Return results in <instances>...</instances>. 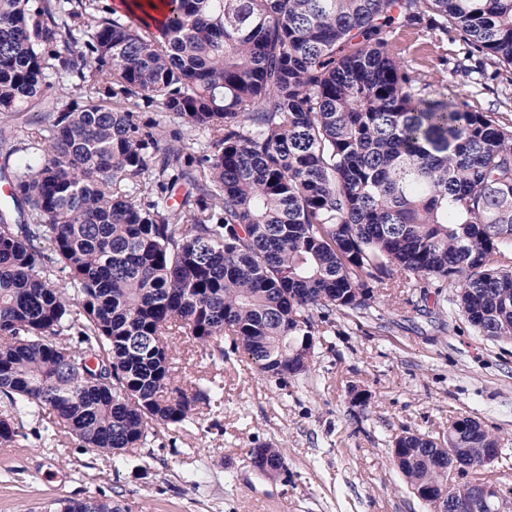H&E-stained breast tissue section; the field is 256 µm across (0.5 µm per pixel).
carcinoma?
Returning a JSON list of instances; mask_svg holds the SVG:
<instances>
[{
  "mask_svg": "<svg viewBox=\"0 0 512 512\" xmlns=\"http://www.w3.org/2000/svg\"><path fill=\"white\" fill-rule=\"evenodd\" d=\"M93 8L0 0V116L51 97L54 75L81 91L0 165L1 448L27 419L43 447L114 457L184 432L224 387L175 384L170 337L230 336L258 371L305 376L313 311L366 305L370 281L450 286L479 334L512 342V129L387 53L427 21L512 67V0H165L159 20L151 3ZM171 119L208 139L193 169ZM409 447L399 471L438 491L498 440L459 418ZM40 512L122 509L87 497Z\"/></svg>",
  "mask_w": 512,
  "mask_h": 512,
  "instance_id": "obj_1",
  "label": "carcinoma"
}]
</instances>
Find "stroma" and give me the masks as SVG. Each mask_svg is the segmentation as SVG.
<instances>
[{
	"label": "stroma",
	"mask_w": 512,
	"mask_h": 512,
	"mask_svg": "<svg viewBox=\"0 0 512 512\" xmlns=\"http://www.w3.org/2000/svg\"><path fill=\"white\" fill-rule=\"evenodd\" d=\"M389 54L432 88L512 125V67L470 53L456 30H397ZM373 284L366 309L336 312L317 337L309 376L260 375L231 340L200 348L175 338V381L217 379L224 408L199 407L187 432H160L126 458L19 438L0 447V512H38L58 498L107 496L123 512H426L391 462L403 432L443 439L477 418L501 458L472 476L512 490V343L481 336L450 307ZM363 392L365 405L353 400ZM279 448L285 473L260 475L249 451Z\"/></svg>",
	"instance_id": "obj_1"
}]
</instances>
